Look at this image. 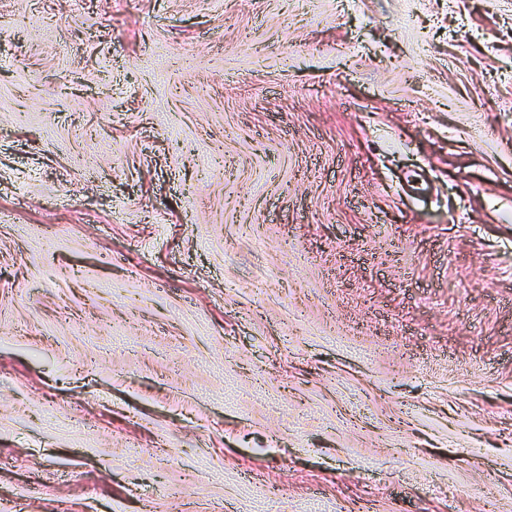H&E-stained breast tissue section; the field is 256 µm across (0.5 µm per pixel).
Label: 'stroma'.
Here are the masks:
<instances>
[{
	"label": "stroma",
	"mask_w": 512,
	"mask_h": 512,
	"mask_svg": "<svg viewBox=\"0 0 512 512\" xmlns=\"http://www.w3.org/2000/svg\"><path fill=\"white\" fill-rule=\"evenodd\" d=\"M512 512V0H0V512Z\"/></svg>",
	"instance_id": "stroma-1"
}]
</instances>
